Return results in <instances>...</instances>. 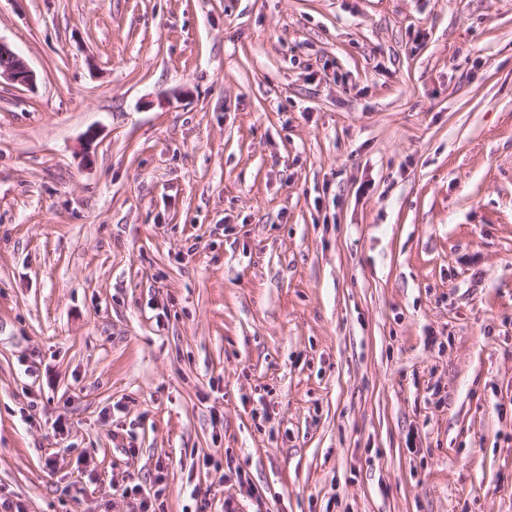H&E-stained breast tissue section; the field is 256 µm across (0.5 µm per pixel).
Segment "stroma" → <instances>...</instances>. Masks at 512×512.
I'll return each instance as SVG.
<instances>
[{
  "instance_id": "obj_1",
  "label": "stroma",
  "mask_w": 512,
  "mask_h": 512,
  "mask_svg": "<svg viewBox=\"0 0 512 512\" xmlns=\"http://www.w3.org/2000/svg\"><path fill=\"white\" fill-rule=\"evenodd\" d=\"M0 40V512H512V0ZM2 78L24 87L33 86L36 79L24 58L0 40V82Z\"/></svg>"
}]
</instances>
